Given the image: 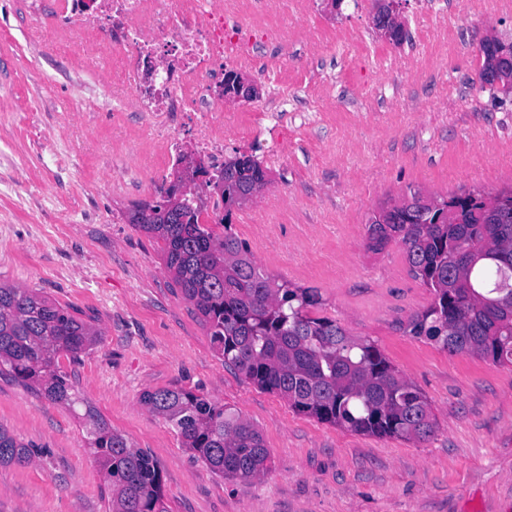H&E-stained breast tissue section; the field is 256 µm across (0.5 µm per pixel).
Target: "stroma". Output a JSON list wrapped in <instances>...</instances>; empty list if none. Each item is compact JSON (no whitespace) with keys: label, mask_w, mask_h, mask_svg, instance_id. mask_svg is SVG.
<instances>
[{"label":"stroma","mask_w":512,"mask_h":512,"mask_svg":"<svg viewBox=\"0 0 512 512\" xmlns=\"http://www.w3.org/2000/svg\"><path fill=\"white\" fill-rule=\"evenodd\" d=\"M396 43L375 29L372 0H281L244 78L260 101L288 89V136L224 154L255 156L268 183L232 222L260 267L318 289L314 317L374 342L431 403L420 442L363 435L293 411L248 383L213 349L158 245L128 221L175 173L146 167L154 132L107 90L110 62L60 47L54 12L0 0V280L37 289L94 319L102 336L64 362L79 395L160 467L167 512H512V365L451 354L406 326L432 295L403 247H366L370 218L410 192L428 198L512 189V94L481 88L480 44L512 45V9L485 0L458 16L452 0H395ZM368 48L342 45L337 28ZM333 84L336 107L309 105ZM186 390L236 410L270 452L269 470L227 480L181 447L144 392ZM0 426L32 447L0 465V512H110L78 420L0 377Z\"/></svg>","instance_id":"stroma-1"}]
</instances>
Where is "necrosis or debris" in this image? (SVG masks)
<instances>
[{
  "label": "necrosis or debris",
  "mask_w": 512,
  "mask_h": 512,
  "mask_svg": "<svg viewBox=\"0 0 512 512\" xmlns=\"http://www.w3.org/2000/svg\"><path fill=\"white\" fill-rule=\"evenodd\" d=\"M264 16H248L243 0H55L56 28L79 50L112 61V92L147 113L165 143L166 165L182 142L169 133L179 115L197 130L192 148L212 169L224 167V127L241 141L264 127L265 105L243 109L224 91V76L246 68L280 0H263Z\"/></svg>",
  "instance_id": "4bbe7bcc"
}]
</instances>
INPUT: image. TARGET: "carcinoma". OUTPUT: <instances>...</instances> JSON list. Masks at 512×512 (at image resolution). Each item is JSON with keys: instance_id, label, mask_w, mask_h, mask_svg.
<instances>
[{"instance_id": "obj_1", "label": "carcinoma", "mask_w": 512, "mask_h": 512, "mask_svg": "<svg viewBox=\"0 0 512 512\" xmlns=\"http://www.w3.org/2000/svg\"><path fill=\"white\" fill-rule=\"evenodd\" d=\"M373 22L391 40L403 39L391 4L379 5ZM480 52L479 74L492 76L489 89L511 93L512 46L487 38ZM267 183L260 162L239 154L199 183L177 176L160 200L134 205L129 223L162 242L165 267L201 316L213 348L245 380L293 410L359 434L429 437L437 419L424 393L375 344L352 338L332 318L310 316L309 308L320 304L317 289L275 282L233 231L232 210ZM209 187L224 198L220 233L200 221L194 205ZM392 242L403 246L411 274L433 295L410 320V335L511 365L512 191L490 201L478 193L425 199L415 192L367 225L369 250ZM97 340L96 328L76 309L0 281V376L74 413L111 492L112 512H166L156 461L85 403L62 367V358L78 360ZM141 401L214 473L250 481L268 469L261 434L224 405L173 389L148 391ZM30 460L27 446L0 428V464Z\"/></svg>"}]
</instances>
